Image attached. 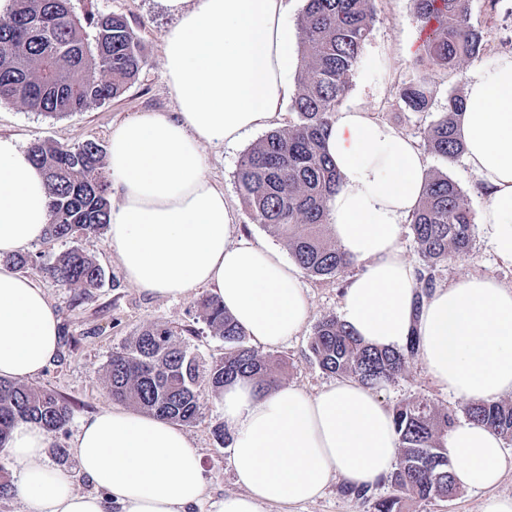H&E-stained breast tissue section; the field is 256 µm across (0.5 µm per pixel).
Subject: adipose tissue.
<instances>
[{"label": "adipose tissue", "mask_w": 512, "mask_h": 512, "mask_svg": "<svg viewBox=\"0 0 512 512\" xmlns=\"http://www.w3.org/2000/svg\"><path fill=\"white\" fill-rule=\"evenodd\" d=\"M177 22L164 38L163 78L174 115L147 113L113 128L110 187L119 202L108 246L126 280L156 297L213 289L249 339L274 348L297 336L311 305L297 268L274 247L240 237L207 174L204 146L233 144L268 125L290 93L292 34L283 0H162ZM461 121L465 164L490 195L477 222L497 262L512 267V55L476 67ZM325 147L340 174L327 202L339 248L358 267L342 320L363 342L395 348L410 334L431 380L479 402L512 394V286L470 274L416 303L414 264L401 246L425 192V159L413 142L361 108L335 113ZM50 222L43 172L0 136V378L37 377L52 361L60 319L43 288L4 256L41 241ZM229 458L238 492L216 512H263L320 497L330 481L375 486L397 462L391 410L368 388L340 378L308 393L292 384L265 393L226 385ZM50 433L17 423L8 446L29 512H187L206 492L200 455L177 424L126 407L102 408L71 442L76 470L50 465ZM460 488L497 485L512 456L471 421L446 438ZM83 475L104 495L76 490Z\"/></svg>", "instance_id": "1"}]
</instances>
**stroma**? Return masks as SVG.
<instances>
[{"instance_id":"stroma-1","label":"stroma","mask_w":512,"mask_h":512,"mask_svg":"<svg viewBox=\"0 0 512 512\" xmlns=\"http://www.w3.org/2000/svg\"><path fill=\"white\" fill-rule=\"evenodd\" d=\"M71 6L80 16L98 12L123 16L141 40L146 63L121 96L105 105L63 117L33 112L17 103H0V135L14 137L22 148H29L37 140L70 147L90 140L105 145L113 127L126 119L143 112L169 114L176 110L163 78L164 36L175 19L161 0H71ZM373 8L377 21L363 48L361 64L352 77L345 102L362 107L414 142H422L430 122L446 111L449 92L465 93L467 85L422 58L421 33L413 18L411 0H373ZM472 16L487 32L489 46L480 59L486 65L512 43V0H500L492 14L488 13L485 0H474ZM416 75L427 78L433 91L430 110L422 114L402 111L395 97L398 85ZM261 137V132L256 131L231 146L206 147L204 153L211 178L224 189V199L235 215L238 233L284 252L288 249L286 242L253 223L237 189L236 172L241 158ZM426 163L430 172L448 174L459 184L473 211L483 209L488 197L463 159L448 163L430 154ZM71 244L92 255L106 272L103 286L95 290L92 298L74 297L46 272L48 263ZM25 255L29 259L25 276L44 288L61 321L58 352L30 384L53 389L72 408L69 423L55 434L56 445L47 451L50 464L74 469L72 454H57L55 448L69 445L81 419L112 405L105 384L107 364L113 351L127 344L140 330L163 324L182 331L183 345L203 362L223 356L224 342L213 335L199 306L200 300L209 296V289L200 288L178 298L148 295L125 280L108 247L106 234L80 235L71 243L45 238L27 249ZM472 273L512 284V270L500 267L488 241L480 235L475 236L469 256L440 264L437 281L443 284ZM301 282L311 303L313 321L340 314L344 280L305 275ZM313 332L312 325L306 326L287 344L270 351L272 357L284 362L282 383L295 384L311 394L333 380L332 374L323 371L310 356ZM376 394L391 408L418 398L431 400L443 412L456 411L461 406L460 400L431 382L417 357L410 361L402 376L377 388ZM200 405L197 418L184 426L201 456L208 480L207 496L194 512H215V503L224 494L236 491L237 486L229 465V448L219 444L213 434L214 428L224 421L219 397L210 390H202ZM265 512H371V508L343 496L339 483L334 482L313 502L292 508L269 507Z\"/></svg>"}]
</instances>
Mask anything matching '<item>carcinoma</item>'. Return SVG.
Returning a JSON list of instances; mask_svg holds the SVG:
<instances>
[{"label":"carcinoma","mask_w":512,"mask_h":512,"mask_svg":"<svg viewBox=\"0 0 512 512\" xmlns=\"http://www.w3.org/2000/svg\"><path fill=\"white\" fill-rule=\"evenodd\" d=\"M71 0H13L0 15V102L23 105L34 112L65 116L100 106L120 96L145 64L143 47L128 22L115 14L80 19ZM425 33L426 58L456 72L463 60L480 58L487 39L472 23V0H413ZM372 0H306L299 17L301 65L286 130H274L242 157L237 172L240 195L254 223L280 236L298 268L312 277L340 278L352 261L327 244L326 203L339 176L323 149L333 114L341 107L350 79L374 24ZM406 112H427L428 82L416 76L397 87ZM465 97L448 95V110L427 126L424 150L450 163L465 150L458 120ZM28 153L45 171L51 223L47 235L66 241L107 228L112 209L104 147L87 141L77 147L35 141ZM476 214L459 185L446 174L427 177L423 199L410 221L418 258L416 304L437 284L441 262L468 254ZM47 273L62 287L88 298L105 281V270L79 247L61 252ZM214 335L224 340V356L200 361L164 325L148 327L112 353L106 380L112 399L147 413L187 423L200 411L199 394L215 393L240 379L260 390L279 385L275 364L246 344V334L224 311L217 297L200 301ZM420 349L411 334L396 349L366 345L334 315L314 327L309 351L325 371L350 377L373 388L397 378ZM467 420L492 429L512 443V406L498 401L465 405ZM398 435L395 469L384 479L396 494L372 499L371 490L344 485L341 493L372 512H401L405 498L447 500L458 487L445 448L455 414L441 413L427 399L392 410ZM71 415L54 391L0 380V447L20 421L40 424L50 433L64 429Z\"/></svg>","instance_id":"carcinoma-1"}]
</instances>
